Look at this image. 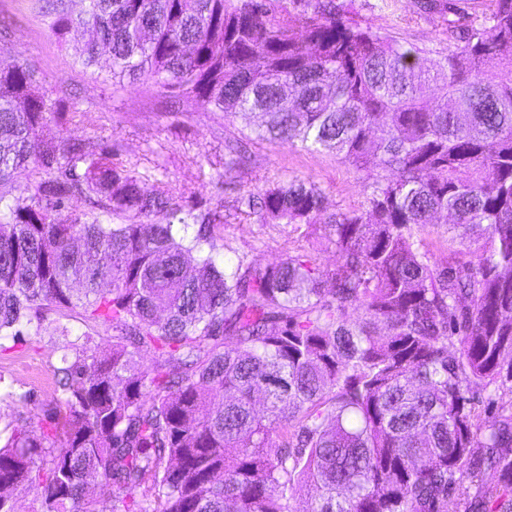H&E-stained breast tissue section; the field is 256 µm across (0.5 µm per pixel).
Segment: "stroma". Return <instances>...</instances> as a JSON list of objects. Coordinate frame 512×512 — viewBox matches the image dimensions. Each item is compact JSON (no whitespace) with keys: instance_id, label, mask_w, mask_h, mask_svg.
<instances>
[{"instance_id":"35a3bbf8","label":"stroma","mask_w":512,"mask_h":512,"mask_svg":"<svg viewBox=\"0 0 512 512\" xmlns=\"http://www.w3.org/2000/svg\"><path fill=\"white\" fill-rule=\"evenodd\" d=\"M342 2L361 26L394 36L427 63L448 52L447 22L420 12L415 0ZM1 28L8 35L0 38V60L34 63L42 92L81 112L67 126L48 123L42 137L101 143L111 148L113 162L134 172L145 189L164 186L195 208L220 207L225 223L218 249L228 263L243 257L265 265L300 253L321 274L335 268L336 248L325 224H259L243 200L298 179L321 188L327 213L358 210L366 205L361 173L325 152L259 141L241 119L228 121L223 113L201 107L179 111L164 93L145 83L113 85L107 77L108 60H101V74L92 78L58 44L30 0H0ZM61 341L54 325L47 323L23 344L0 352V373L34 391L33 404L24 409L1 404L0 415L40 427L42 408L56 395L52 366Z\"/></svg>"}]
</instances>
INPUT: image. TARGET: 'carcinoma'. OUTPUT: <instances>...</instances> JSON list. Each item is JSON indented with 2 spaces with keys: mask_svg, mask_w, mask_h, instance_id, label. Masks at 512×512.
Returning <instances> with one entry per match:
<instances>
[{
  "mask_svg": "<svg viewBox=\"0 0 512 512\" xmlns=\"http://www.w3.org/2000/svg\"><path fill=\"white\" fill-rule=\"evenodd\" d=\"M69 2L34 7L82 67L104 54L115 84L140 77L184 112L326 151L369 194L325 221L332 287L302 254L228 265L217 211L146 191L99 144L40 138L77 113L40 92L34 65L1 60L0 341L51 314L85 330L59 323L41 432L0 420V512L17 490L35 491L32 512L101 498L111 512H448L450 496L512 512V0L431 70L336 0L286 16L277 0ZM78 29L89 38L73 44ZM257 196L259 224L325 211L311 182ZM442 213L451 242L482 243L477 260L431 262L421 235ZM1 403L33 394L0 374Z\"/></svg>",
  "mask_w": 512,
  "mask_h": 512,
  "instance_id": "obj_1",
  "label": "carcinoma"
}]
</instances>
